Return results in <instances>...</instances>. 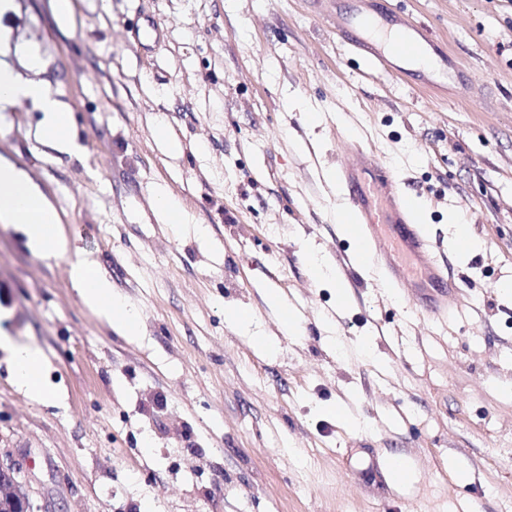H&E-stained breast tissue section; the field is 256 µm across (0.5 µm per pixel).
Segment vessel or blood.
<instances>
[{
  "mask_svg": "<svg viewBox=\"0 0 512 512\" xmlns=\"http://www.w3.org/2000/svg\"><path fill=\"white\" fill-rule=\"evenodd\" d=\"M343 29L353 32L350 51L381 69L393 58L423 59L433 39L422 24L388 11L384 20L361 13L346 15ZM138 49L158 45L162 30L144 18L134 34ZM336 185L343 192L342 221L351 229L352 249L338 259L346 280L356 288L384 289L413 303L417 319L437 326L458 307L462 281L451 271L448 257L414 215L408 189L395 171L364 141L344 138Z\"/></svg>",
  "mask_w": 512,
  "mask_h": 512,
  "instance_id": "b4317fda",
  "label": "vessel or blood"
}]
</instances>
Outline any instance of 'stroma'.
<instances>
[{
	"mask_svg": "<svg viewBox=\"0 0 512 512\" xmlns=\"http://www.w3.org/2000/svg\"><path fill=\"white\" fill-rule=\"evenodd\" d=\"M14 0L0 17L38 50L39 80L73 112L79 153L36 137L32 102L0 110V160L25 170L78 255L139 316L124 336L81 303L69 262H46L0 222V331L39 346L56 394L33 401L0 351V448L31 469L41 512H512V0ZM433 34L438 67L365 72L340 18L388 9ZM150 15L155 52L130 30ZM321 113L310 126L305 110ZM170 138L158 139L156 124ZM353 136L392 164L466 281L447 324L397 338L400 305L371 288L338 306L304 245L335 261L336 192L322 177ZM190 229L162 223L157 187ZM466 216L478 252L457 250ZM304 318L285 331L270 293ZM253 314L268 354L225 318ZM344 343L335 351L329 336ZM372 337L376 361L354 345ZM346 406L365 421L343 427ZM399 453L417 483L359 482V435Z\"/></svg>",
	"mask_w": 512,
	"mask_h": 512,
	"instance_id": "35a3bbf8",
	"label": "stroma"
}]
</instances>
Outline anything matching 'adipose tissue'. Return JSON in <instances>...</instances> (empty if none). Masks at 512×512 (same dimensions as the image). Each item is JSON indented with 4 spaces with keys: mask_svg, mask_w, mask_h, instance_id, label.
Listing matches in <instances>:
<instances>
[{
    "mask_svg": "<svg viewBox=\"0 0 512 512\" xmlns=\"http://www.w3.org/2000/svg\"><path fill=\"white\" fill-rule=\"evenodd\" d=\"M42 66L40 54L32 50L24 55L21 68L1 64L0 107L22 100L35 103L43 113L41 137L53 142L62 151H77L71 112L62 108L52 89L36 78ZM1 220L24 225L30 243L45 261L68 257L76 250L54 207L43 199L22 172L2 163ZM69 275L73 288L86 308L123 334L136 333L137 313L125 307L111 283L98 273L93 262H72ZM0 349L8 355L12 379L17 388L33 400L47 399L49 389L43 379L46 359L41 348L30 342L0 336Z\"/></svg>",
    "mask_w": 512,
    "mask_h": 512,
    "instance_id": "ef3b65f1",
    "label": "adipose tissue"
}]
</instances>
